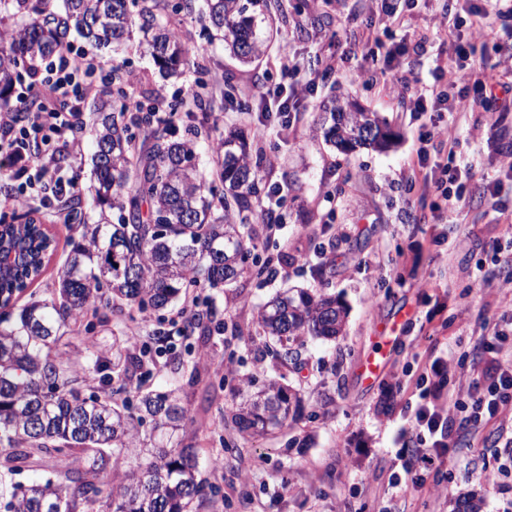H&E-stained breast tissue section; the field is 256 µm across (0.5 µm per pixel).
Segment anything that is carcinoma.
<instances>
[{"mask_svg": "<svg viewBox=\"0 0 512 512\" xmlns=\"http://www.w3.org/2000/svg\"><path fill=\"white\" fill-rule=\"evenodd\" d=\"M266 0H206L205 28L221 34L231 53L252 63L264 53L249 9ZM159 0H0V113L15 111V83L39 64L81 39L106 51L112 84L122 100L97 97L84 133L93 146L92 183L87 197L77 193L60 209L73 241L65 267L45 299L16 306L13 292L43 273L56 249L54 237L28 208L22 223L0 218V244L23 235L22 265L0 269V509L4 512H197L216 487L201 474L194 446L200 427L179 390H149L136 403L112 399L113 380L124 379L133 357L118 354L107 366L93 348L81 357L93 370L80 372L59 351L62 339L86 317L118 298L141 310H160L191 286L221 288L247 275L272 272L246 266L255 235L248 224L260 221L262 158L233 135L223 139V155L211 177L200 167L195 144L168 138V129L135 115L138 132L119 121L129 111V93L112 56L132 46L149 55L165 74L178 77L190 65L189 51L169 21L158 14ZM21 15L20 29L9 20ZM331 124L325 140L342 152L361 146L383 150L390 134L377 112L336 100L327 107ZM147 210H142L143 205ZM117 222H107L106 211ZM204 313L191 316L197 343L207 352L211 335ZM255 323L281 344L284 364L294 360L292 344L302 336L332 340L343 335L346 311L336 298L316 291L280 294L259 308ZM81 382L100 393L83 396ZM299 393L271 381L254 392L224 423L238 435H266L288 425ZM141 459L135 470L100 481L110 463ZM77 457L82 466L54 468L26 484L13 481L23 469L45 458ZM482 498L471 494L452 512H484Z\"/></svg>", "mask_w": 512, "mask_h": 512, "instance_id": "1", "label": "carcinoma"}]
</instances>
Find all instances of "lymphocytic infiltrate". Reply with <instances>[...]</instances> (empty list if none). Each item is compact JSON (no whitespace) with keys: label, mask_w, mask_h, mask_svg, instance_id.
<instances>
[{"label":"lymphocytic infiltrate","mask_w":512,"mask_h":512,"mask_svg":"<svg viewBox=\"0 0 512 512\" xmlns=\"http://www.w3.org/2000/svg\"><path fill=\"white\" fill-rule=\"evenodd\" d=\"M489 9L468 4L462 15L449 21L444 29L453 53L444 65L436 67V79H447V89H425L409 79L404 66V50L387 52L381 74L395 78L400 97L409 99L414 111L445 112L461 116L466 112L468 89L477 84L486 92L491 111L512 103V83L502 81L495 65L471 58V40L492 30ZM102 69L85 54L70 51L55 57L39 71L28 86L27 94L17 99L16 110L29 113L26 125H18L15 112L0 113V166L12 169L26 189L39 188L44 206L69 197L79 186L77 176L50 178L59 154L71 148L67 133L72 119L80 112ZM312 83L297 82L276 87L261 94L266 110L259 125L277 120L288 127L291 112L304 105ZM504 330L494 329L483 341L490 353L489 365L481 376L469 379L468 399H461L446 385L447 359L435 358L427 372L417 379L418 399L410 408V421L397 437L395 456L401 462L391 483L399 490H417L419 473L448 452L454 433L478 429L482 422L497 417L512 403V362L503 356Z\"/></svg>","instance_id":"1"}]
</instances>
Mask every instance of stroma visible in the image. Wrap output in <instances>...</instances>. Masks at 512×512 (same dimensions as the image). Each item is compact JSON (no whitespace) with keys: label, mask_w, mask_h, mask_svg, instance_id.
<instances>
[{"label":"stroma","mask_w":512,"mask_h":512,"mask_svg":"<svg viewBox=\"0 0 512 512\" xmlns=\"http://www.w3.org/2000/svg\"><path fill=\"white\" fill-rule=\"evenodd\" d=\"M391 2L407 23L377 43L367 38L362 0H288L289 7L301 10L300 21H287L273 38L259 27L267 48L253 63H240L221 41L210 40L198 16L184 14L173 18L181 42L209 48L198 68L176 78L165 76L139 51L117 58L130 81L129 93L149 106L158 94L175 103L205 83V96L221 100L222 109L204 125L183 115L170 126L173 137L187 139L194 128L204 127L198 149L209 172L215 159L211 142L244 132L267 162L265 184L282 189L275 208L280 229L272 235L255 225L258 243L248 258L253 267L276 258L277 276L192 288L159 312L118 300L99 317L84 320L69 338V352L92 345L107 359L116 346L130 353L148 348L143 365L130 374L128 392L181 388L190 414L206 424L195 441L199 468L220 489L199 512H384L393 504L400 512H450L452 502L467 494L483 498L485 512H512V474L499 470L498 444L500 427L512 425V410L422 471L421 491L403 496L390 483L401 469L394 438L407 423L415 378L428 365L434 342L446 343L454 356L472 355V367L482 371L485 363L476 357L481 342L502 313L512 311V263L494 260L487 250L495 241L512 242V225L501 215L512 205V175L500 169L503 155L512 154V112L489 115L483 93L471 90L470 112L452 125L455 150L429 146L431 161H450L474 173L466 206L437 216L436 196L421 197L410 184L411 177L425 175L417 151L429 113L413 111L398 97L391 76L376 72L355 81L350 72L364 53L381 57L391 44L420 40L424 46L410 54L407 66L421 85H433L435 61L447 58L450 47L425 33V21L441 7L456 9L457 2ZM299 22L306 25L301 34L295 31ZM285 42L296 58L321 59L335 73L317 80L288 133L274 127L261 137L255 120L262 105L255 93L287 84L279 62ZM473 51L475 58L512 65V16H495L492 39L476 41ZM332 97L381 113L392 134L390 147L347 156L326 142L322 112ZM486 176L499 179L497 197L483 191ZM42 221L57 241L56 251L29 293L20 295L23 303L32 296L49 297L72 247L69 231L54 213H43ZM330 254L336 258L334 272L317 279L315 268ZM319 287L346 307L344 335L335 342L301 338L296 363L280 368L266 353L271 341L259 334L256 312L284 289ZM205 302L215 315L212 346L204 355L185 332L184 314ZM390 323L397 326V339L377 380L365 385L359 366ZM196 368L201 377L195 382ZM248 376L260 385L284 379L299 392L301 404L295 421L277 435L229 448L225 442L231 433L222 414L239 403Z\"/></svg>","instance_id":"1"}]
</instances>
